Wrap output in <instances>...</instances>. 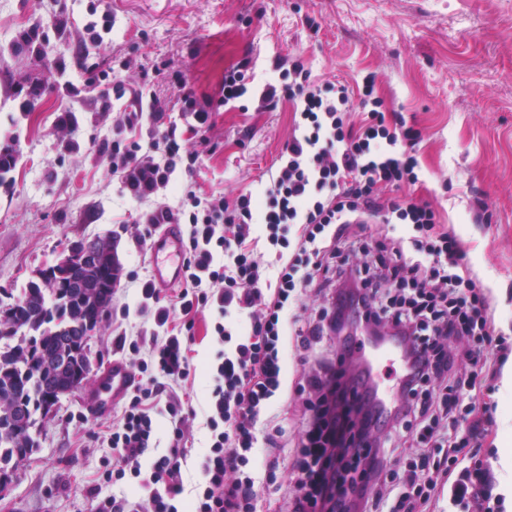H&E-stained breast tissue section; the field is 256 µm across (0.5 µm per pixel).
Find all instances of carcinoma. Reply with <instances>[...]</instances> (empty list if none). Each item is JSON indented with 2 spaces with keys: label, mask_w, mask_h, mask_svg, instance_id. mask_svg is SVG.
Instances as JSON below:
<instances>
[{
  "label": "carcinoma",
  "mask_w": 512,
  "mask_h": 512,
  "mask_svg": "<svg viewBox=\"0 0 512 512\" xmlns=\"http://www.w3.org/2000/svg\"><path fill=\"white\" fill-rule=\"evenodd\" d=\"M15 45L21 50H32L47 57L49 42L31 30L19 34ZM17 158L7 152L0 155V185L9 183ZM83 290L72 288L59 295L51 285L42 288L27 287L22 297L13 303L16 307L17 330L29 333L26 344L11 345L16 334L0 332V413H7L11 404L19 406L29 416L37 414L44 397L53 392L59 379L82 380L83 366L73 353L85 335L80 325L81 316L89 303L82 300ZM9 417L0 419V468L15 460L19 451L32 439H21L10 434Z\"/></svg>",
  "instance_id": "obj_1"
}]
</instances>
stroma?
Instances as JSON below:
<instances>
[{"mask_svg": "<svg viewBox=\"0 0 512 512\" xmlns=\"http://www.w3.org/2000/svg\"><path fill=\"white\" fill-rule=\"evenodd\" d=\"M112 32L92 45L83 27L87 0H0V147L15 142L20 161L9 188L0 187V301L20 297L40 269L54 264L69 242L111 235L123 265L121 286L88 342L91 378L65 394L33 432L38 446L13 468V489L0 512H89L90 492L116 461L95 435L116 424L123 410L91 413L97 378L114 358L138 372L141 355L117 351L114 339L151 336L139 315V287L150 276L149 246L156 230L140 221V205L122 196L108 155L124 112L144 92L164 107L200 154L192 176L177 175V205L186 192L234 202L273 173L293 133L294 106L260 107L251 93L224 101V72L250 60L255 86L276 79L279 58L298 55L313 79L357 85L377 76L387 110L414 120L422 132L416 157L423 180L399 196L430 202L453 227L493 286L496 330L512 337V0H110ZM67 32L50 41L53 65L37 66L14 51L20 32L50 34L54 19ZM122 69L126 94L116 99L99 75ZM182 72L187 86L214 110L204 135L190 128L181 91L168 78ZM76 116L69 124L68 116ZM80 148L66 150L67 141ZM194 378L176 392L185 403L186 486L201 480L209 432L205 407L207 365L223 345L211 311L193 314ZM335 353L321 339L312 350L289 345L288 388L260 438L280 446V465L260 472L256 512H278L294 489L304 403L303 382L315 355ZM480 401L494 404L495 425L478 457L499 459L502 430L512 424V391L501 380L484 386Z\"/></svg>", "mask_w": 512, "mask_h": 512, "instance_id": "obj_1", "label": "stroma"}]
</instances>
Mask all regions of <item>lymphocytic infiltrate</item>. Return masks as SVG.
<instances>
[{
    "instance_id": "obj_1",
    "label": "lymphocytic infiltrate",
    "mask_w": 512,
    "mask_h": 512,
    "mask_svg": "<svg viewBox=\"0 0 512 512\" xmlns=\"http://www.w3.org/2000/svg\"><path fill=\"white\" fill-rule=\"evenodd\" d=\"M278 70L259 99L269 107L283 96L295 100L299 121L261 192L231 204L192 193L175 207L157 201L159 191H173L175 173H194L200 157L183 151L182 132L156 101L124 116L125 127L146 122L156 131L150 151L112 141V171L142 205L144 222L184 227L183 286L166 304L160 289L144 281L141 314L165 331L179 313L212 308L222 317L215 332L226 348L209 369L210 445L191 512H254L257 473L277 463L273 448L259 447L257 425L283 389L286 343L293 336L305 349L327 330L339 347L307 379L318 399L289 512H430L446 489L449 506L474 502L477 512H504L490 476L471 468L467 447L494 424L490 406L476 408L474 398L512 357V342L495 334L491 289L432 205L380 193L419 182V130L400 116L386 118L373 95L374 77L363 80L367 116L356 129L347 123V86L313 84L298 60L282 59ZM369 216L400 226L401 235L369 243L362 234ZM257 225L275 251L273 264L254 253ZM310 292L327 305L306 326L297 310ZM360 340L395 348L401 357L386 422L389 433L405 439L398 468L389 465L392 449L374 434V406L354 385L356 373H373L354 355ZM187 351L167 331L153 338L151 374L133 381V396L105 438L120 463L105 484L140 476V458L156 434L150 407L164 405L175 441L184 439V404L167 388L190 377ZM184 460L177 450L155 460L147 504L99 495L92 512H179Z\"/></svg>"
}]
</instances>
